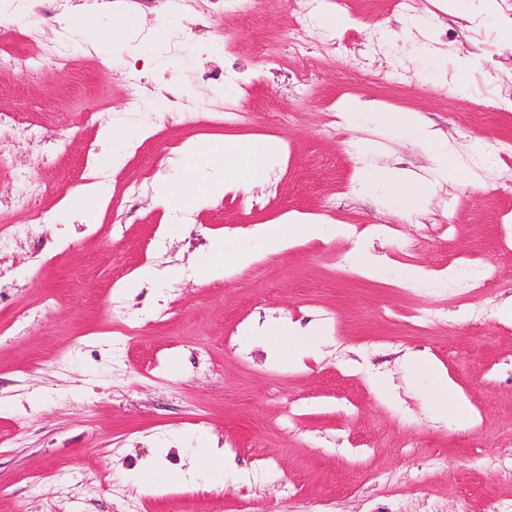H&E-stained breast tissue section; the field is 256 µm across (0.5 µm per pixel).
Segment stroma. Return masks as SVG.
I'll return each mask as SVG.
<instances>
[{"instance_id": "35a3bbf8", "label": "stroma", "mask_w": 512, "mask_h": 512, "mask_svg": "<svg viewBox=\"0 0 512 512\" xmlns=\"http://www.w3.org/2000/svg\"><path fill=\"white\" fill-rule=\"evenodd\" d=\"M98 0H29L0 17V48L39 50L29 70L0 63V225L19 227L0 278V512H471L512 498L485 467L512 460V185L480 160L512 142V45L498 0L481 27L440 0H111L128 45L94 50L67 26ZM347 17L340 28L323 13ZM305 27L312 52L283 51ZM417 112L448 140L478 187L442 178L401 129L344 125L356 100ZM240 117L230 123L228 109ZM152 135L119 165L101 154L105 128ZM275 139L282 155L249 193L169 212L155 204L186 143ZM432 183L408 213L362 190L369 164ZM105 181L94 223L62 208L73 189ZM38 189L35 207L20 183ZM291 212L348 225L351 239L265 255L236 276L202 273L211 241L247 239ZM391 262L377 279L351 267L354 240ZM447 270L409 279L412 267ZM147 272L127 295L120 282ZM142 326L116 338L105 307ZM444 315L420 330L415 309ZM321 324L324 342L295 366L251 333ZM424 350L470 400L468 430L437 422L406 354ZM393 384L394 402L372 382ZM216 439L235 468L200 474L161 496L137 494L145 469L187 471Z\"/></svg>"}]
</instances>
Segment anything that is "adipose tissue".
I'll return each mask as SVG.
<instances>
[{
  "label": "adipose tissue",
  "instance_id": "ef3b65f1",
  "mask_svg": "<svg viewBox=\"0 0 512 512\" xmlns=\"http://www.w3.org/2000/svg\"><path fill=\"white\" fill-rule=\"evenodd\" d=\"M72 26L97 48L127 40V24L122 20L105 22L97 15H82L73 19ZM371 118L384 128L403 127L420 146L432 153L444 174L457 176L456 158L447 141L428 129L418 113L375 112ZM279 152L278 142L267 139L230 141L222 146L205 142L186 145L177 174L157 184L156 203L172 211L197 209L225 193L249 191L267 177ZM363 187L367 192L395 199L411 212L423 209L430 194L429 187L412 173L392 166L368 171ZM350 235L348 225L326 224L312 216L292 212L281 223L260 225L249 240L220 242L205 257L204 264L223 267L225 275L231 276L265 254L284 250L296 242L326 241ZM323 335L324 329L319 325L299 332L281 323H269L258 330L259 338L274 353L294 364L303 363L319 346ZM408 363L415 375L427 379L429 399L454 428L473 427L475 413L469 400L431 357L417 351L410 354Z\"/></svg>",
  "mask_w": 512,
  "mask_h": 512
}]
</instances>
